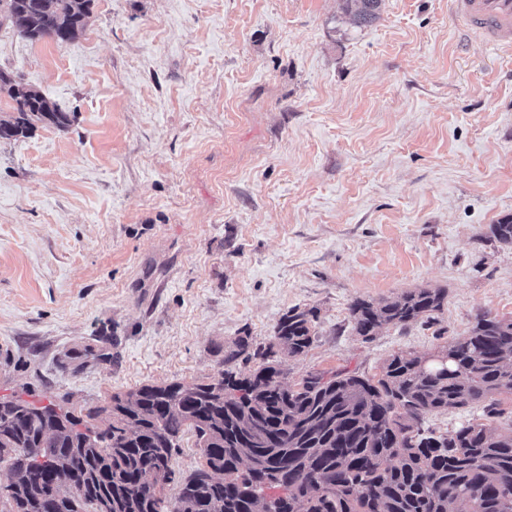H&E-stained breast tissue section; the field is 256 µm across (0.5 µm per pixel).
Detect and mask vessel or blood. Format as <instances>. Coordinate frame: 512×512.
<instances>
[{
  "instance_id": "1",
  "label": "vessel or blood",
  "mask_w": 512,
  "mask_h": 512,
  "mask_svg": "<svg viewBox=\"0 0 512 512\" xmlns=\"http://www.w3.org/2000/svg\"><path fill=\"white\" fill-rule=\"evenodd\" d=\"M454 20L480 32L489 43L512 44V0H450Z\"/></svg>"
}]
</instances>
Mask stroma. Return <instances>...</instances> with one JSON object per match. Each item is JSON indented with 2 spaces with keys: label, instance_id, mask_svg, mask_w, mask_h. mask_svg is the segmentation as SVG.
<instances>
[{
  "label": "stroma",
  "instance_id": "stroma-1",
  "mask_svg": "<svg viewBox=\"0 0 512 512\" xmlns=\"http://www.w3.org/2000/svg\"><path fill=\"white\" fill-rule=\"evenodd\" d=\"M94 0L59 46L0 23V69L73 113L0 140V396L85 413L209 380L292 308L287 380L423 354L512 316V47L448 0ZM444 288L436 327L355 335L349 305ZM346 10L353 14L355 21L360 24H368L378 18L382 0H345ZM354 2L352 10L350 3Z\"/></svg>",
  "mask_w": 512,
  "mask_h": 512
}]
</instances>
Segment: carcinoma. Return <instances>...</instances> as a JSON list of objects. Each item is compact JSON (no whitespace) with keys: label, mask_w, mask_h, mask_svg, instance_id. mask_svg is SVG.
Returning <instances> with one entry per match:
<instances>
[{"label":"carcinoma","mask_w":512,"mask_h":512,"mask_svg":"<svg viewBox=\"0 0 512 512\" xmlns=\"http://www.w3.org/2000/svg\"><path fill=\"white\" fill-rule=\"evenodd\" d=\"M94 0H0L31 42L62 46L85 28ZM355 21L378 18L382 0H345ZM13 101L0 117V140L29 137L39 125L67 131L73 117L41 92L0 70V93ZM488 239L512 247V216ZM448 292L415 288L394 299L349 305L355 335L371 341L385 326L436 323ZM317 313L293 308L273 342L249 352V337L224 351L226 369L208 382L142 385L112 395L89 424L70 410L64 423L37 409L0 402V512H512V317L479 315L471 328L431 354H392L379 374H309L290 384L281 358L317 338ZM260 359L247 375L238 361ZM480 405L485 421L424 435L423 419ZM193 433L202 463L184 476L174 457ZM275 478L269 495L256 475ZM175 483L177 495L148 485Z\"/></svg>","instance_id":"1"}]
</instances>
